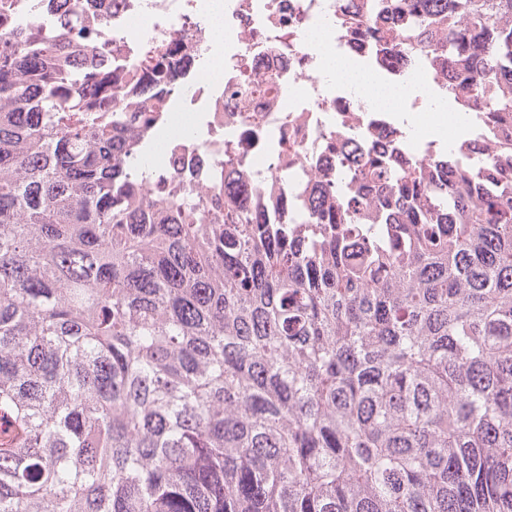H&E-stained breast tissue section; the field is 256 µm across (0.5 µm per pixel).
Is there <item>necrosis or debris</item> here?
<instances>
[{
	"mask_svg": "<svg viewBox=\"0 0 512 512\" xmlns=\"http://www.w3.org/2000/svg\"><path fill=\"white\" fill-rule=\"evenodd\" d=\"M202 0H89L82 17L88 29H112V72L123 80L134 49L159 47L169 68L178 70L177 106L157 119L172 180L223 193L240 182L255 206L276 203L282 194L309 201L324 183L355 187L344 155L365 149H394L386 112L320 67L323 51L339 56L366 53L360 29L336 8V0H224V43L214 46L215 22ZM327 36L325 43L314 33ZM211 67L199 81L180 72L184 59ZM261 88L243 95L242 73ZM235 138L239 156L224 159V141Z\"/></svg>",
	"mask_w": 512,
	"mask_h": 512,
	"instance_id": "obj_1",
	"label": "necrosis or debris"
}]
</instances>
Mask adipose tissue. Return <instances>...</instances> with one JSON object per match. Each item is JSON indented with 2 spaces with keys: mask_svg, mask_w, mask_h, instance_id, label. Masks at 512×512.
Returning <instances> with one entry per match:
<instances>
[{
  "mask_svg": "<svg viewBox=\"0 0 512 512\" xmlns=\"http://www.w3.org/2000/svg\"><path fill=\"white\" fill-rule=\"evenodd\" d=\"M321 68L336 80L355 86L365 97L392 112L398 111L402 100L413 96L421 86L413 75L402 84H390L376 71L330 52L322 56Z\"/></svg>",
  "mask_w": 512,
  "mask_h": 512,
  "instance_id": "adipose-tissue-1",
  "label": "adipose tissue"
}]
</instances>
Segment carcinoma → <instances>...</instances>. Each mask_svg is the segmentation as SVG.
I'll return each mask as SVG.
<instances>
[{
	"label": "carcinoma",
	"instance_id": "obj_1",
	"mask_svg": "<svg viewBox=\"0 0 512 512\" xmlns=\"http://www.w3.org/2000/svg\"><path fill=\"white\" fill-rule=\"evenodd\" d=\"M336 2L483 94L499 158L367 152L277 213L149 198L83 0H0V512H512V0Z\"/></svg>",
	"mask_w": 512,
	"mask_h": 512
}]
</instances>
